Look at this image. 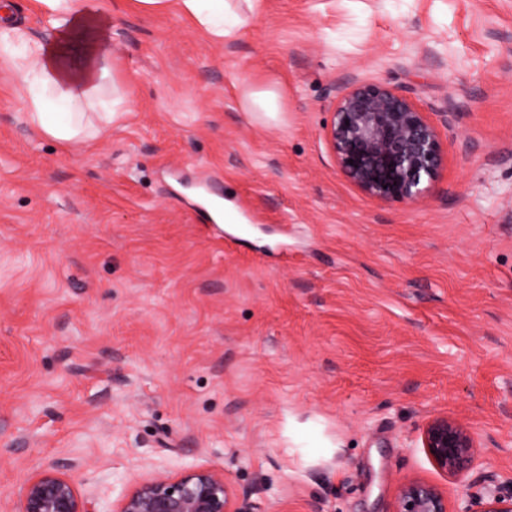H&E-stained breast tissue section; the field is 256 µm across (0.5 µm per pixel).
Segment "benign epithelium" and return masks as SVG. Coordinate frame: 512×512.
I'll use <instances>...</instances> for the list:
<instances>
[{"label":"benign epithelium","mask_w":512,"mask_h":512,"mask_svg":"<svg viewBox=\"0 0 512 512\" xmlns=\"http://www.w3.org/2000/svg\"><path fill=\"white\" fill-rule=\"evenodd\" d=\"M325 137L339 170L362 193L382 201L417 202L423 184L443 169L448 150L428 113L402 90L351 78L333 85ZM353 163H348V160ZM421 444L442 473L462 478L475 466L477 443L462 420L438 416L421 433ZM54 461L23 486V512H94ZM114 512H247L224 476L197 467L178 475L160 472L125 493ZM394 512H448L434 485L409 480L399 486ZM482 512H512V493H491Z\"/></svg>","instance_id":"obj_1"}]
</instances>
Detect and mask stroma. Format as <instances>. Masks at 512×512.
Segmentation results:
<instances>
[{
  "label": "stroma",
  "mask_w": 512,
  "mask_h": 512,
  "mask_svg": "<svg viewBox=\"0 0 512 512\" xmlns=\"http://www.w3.org/2000/svg\"><path fill=\"white\" fill-rule=\"evenodd\" d=\"M111 2L130 102L91 144L33 132L0 69V512L61 459L104 512L197 466L248 512L511 492L512 0H258L221 43ZM349 76L431 113L448 160L419 202L339 170ZM268 86L275 123L242 107ZM204 180L250 217L230 243L188 204ZM441 415L475 435L467 478L421 446ZM447 511L448 500L436 486L420 480H409L399 486L394 512Z\"/></svg>",
  "instance_id": "stroma-1"
}]
</instances>
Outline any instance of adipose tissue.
<instances>
[{"mask_svg":"<svg viewBox=\"0 0 512 512\" xmlns=\"http://www.w3.org/2000/svg\"><path fill=\"white\" fill-rule=\"evenodd\" d=\"M47 23L36 37L0 26V66L12 71L28 123L42 136L72 145L98 138L124 96L105 94L112 62V12L99 0H35ZM146 12L177 6L212 41L244 26L228 0H137Z\"/></svg>","mask_w":512,"mask_h":512,"instance_id":"adipose-tissue-1","label":"adipose tissue"}]
</instances>
